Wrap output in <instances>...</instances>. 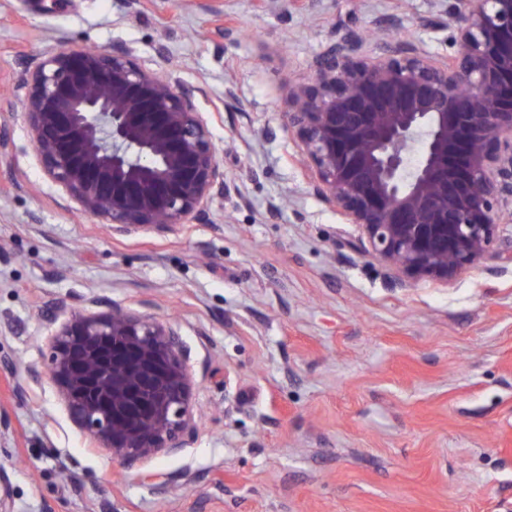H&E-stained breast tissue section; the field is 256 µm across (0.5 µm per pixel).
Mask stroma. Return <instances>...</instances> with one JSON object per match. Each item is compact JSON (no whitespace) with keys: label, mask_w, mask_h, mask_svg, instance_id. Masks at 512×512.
Masks as SVG:
<instances>
[{"label":"stroma","mask_w":512,"mask_h":512,"mask_svg":"<svg viewBox=\"0 0 512 512\" xmlns=\"http://www.w3.org/2000/svg\"><path fill=\"white\" fill-rule=\"evenodd\" d=\"M454 24L452 0H0V482L14 512H512V262L392 281L281 129L288 85L336 32L444 56ZM58 39L153 69L164 48L203 87L229 185L210 223L116 234L48 181L22 101ZM95 298L180 335L196 433L146 463L166 492L91 448L46 370L49 315Z\"/></svg>","instance_id":"obj_1"}]
</instances>
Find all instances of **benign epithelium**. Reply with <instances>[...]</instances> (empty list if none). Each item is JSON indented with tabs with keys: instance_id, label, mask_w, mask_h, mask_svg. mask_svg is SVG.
<instances>
[{
	"instance_id": "1",
	"label": "benign epithelium",
	"mask_w": 512,
	"mask_h": 512,
	"mask_svg": "<svg viewBox=\"0 0 512 512\" xmlns=\"http://www.w3.org/2000/svg\"><path fill=\"white\" fill-rule=\"evenodd\" d=\"M451 52L333 36L288 86L284 128L314 195L402 283H450L512 217V0H454ZM23 109L46 177L125 233L210 220L228 185L209 121L176 70L67 40L28 67ZM48 367L84 437L133 469L196 432L192 376L168 321L119 305L70 314Z\"/></svg>"
}]
</instances>
